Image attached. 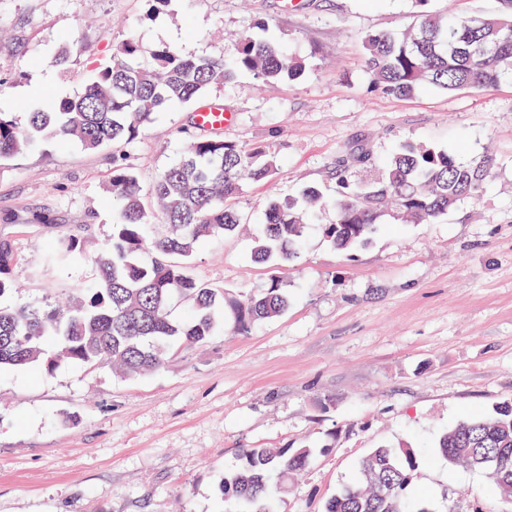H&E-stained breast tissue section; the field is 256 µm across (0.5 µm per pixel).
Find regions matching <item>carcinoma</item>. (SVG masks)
Instances as JSON below:
<instances>
[{
  "label": "carcinoma",
  "mask_w": 512,
  "mask_h": 512,
  "mask_svg": "<svg viewBox=\"0 0 512 512\" xmlns=\"http://www.w3.org/2000/svg\"><path fill=\"white\" fill-rule=\"evenodd\" d=\"M413 2L416 25L363 38L372 89L407 96L423 84L455 92L490 90L512 80V0H499L496 14L487 17L451 10L438 14L427 9L429 0ZM305 70L304 60L253 36L243 37L221 59L186 56L167 46L146 58L138 42L127 39L111 64L98 68L81 92L58 107L22 117L0 111V160L47 137L70 139L86 150L130 143L158 111L193 103L241 71L269 82L297 79ZM495 168L489 155L458 159L410 143L382 161L363 151L342 158L335 171L336 223L321 225L323 237L339 251H354L368 242L388 208L406 221L431 224L461 202L479 198ZM277 170L278 158L268 145L194 140L152 184L166 230L150 237L154 211L135 173L114 162L112 245L93 260L95 286L83 289L79 304L66 310L0 305V368L43 364L52 369L75 362L139 375L165 365L173 339L192 345L214 335L226 326L224 293L194 279L188 261L202 240L238 229L242 218L227 201L241 193L244 182H268ZM324 203L315 186L297 198H272L252 233L253 260L267 264L296 257ZM83 256L79 239L61 237L44 253L43 263L68 268ZM16 261L12 245L0 242V298L15 288ZM182 299L191 312L180 320L171 306ZM287 305V292L273 279L261 293L233 305V329L245 331ZM437 449L449 463L484 473L512 505V400L488 416L460 422L440 438ZM312 457L307 446L242 449L240 469L224 481L237 512H272L277 487L305 470ZM418 467L417 452L408 446L375 448L359 462L355 482L343 487L325 512H426L407 495Z\"/></svg>",
  "instance_id": "1"
}]
</instances>
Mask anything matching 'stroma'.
Returning a JSON list of instances; mask_svg holds the SVG:
<instances>
[{"instance_id":"obj_1","label":"stroma","mask_w":512,"mask_h":512,"mask_svg":"<svg viewBox=\"0 0 512 512\" xmlns=\"http://www.w3.org/2000/svg\"><path fill=\"white\" fill-rule=\"evenodd\" d=\"M144 11V0H0V110L74 96L130 37L147 52L219 58L260 34L305 59L296 80L243 72L208 90L234 114L224 139L268 144L280 166L232 199L244 229L201 244L189 268L239 302L279 280L288 307L242 334L172 343L164 368L146 374L77 363L0 374V512H234L224 479L242 449L305 445L315 455L277 493V512H324L371 449L403 445L422 450L409 494L429 512H505L484 474L435 448L512 399V80L409 97L371 90L362 37L408 27L411 0H168L152 22ZM63 45L71 62L60 69L51 58ZM194 111L160 112L129 144L90 152L48 139L0 161V241L18 255L13 302L80 298L112 238L114 157L149 191L195 139ZM406 141L460 159L491 153L497 175L437 223L383 216L352 254L314 227L298 259L252 261L247 227L273 196L319 186L321 224L335 222L338 158L361 147L380 157ZM70 235L87 255L71 277L43 266Z\"/></svg>"}]
</instances>
